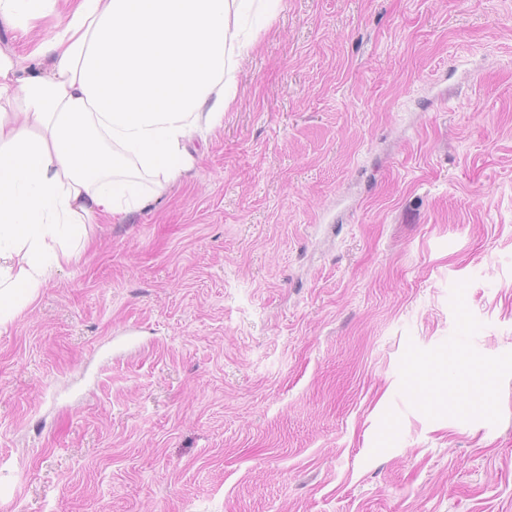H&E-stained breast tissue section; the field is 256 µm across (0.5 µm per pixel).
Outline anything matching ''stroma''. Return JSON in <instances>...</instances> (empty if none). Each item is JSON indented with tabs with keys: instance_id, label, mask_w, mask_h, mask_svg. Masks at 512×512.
Returning a JSON list of instances; mask_svg holds the SVG:
<instances>
[{
	"instance_id": "stroma-1",
	"label": "stroma",
	"mask_w": 512,
	"mask_h": 512,
	"mask_svg": "<svg viewBox=\"0 0 512 512\" xmlns=\"http://www.w3.org/2000/svg\"><path fill=\"white\" fill-rule=\"evenodd\" d=\"M190 170L0 331V512H512V0H284Z\"/></svg>"
}]
</instances>
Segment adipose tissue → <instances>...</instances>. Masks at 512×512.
Here are the masks:
<instances>
[{
    "instance_id": "1",
    "label": "adipose tissue",
    "mask_w": 512,
    "mask_h": 512,
    "mask_svg": "<svg viewBox=\"0 0 512 512\" xmlns=\"http://www.w3.org/2000/svg\"><path fill=\"white\" fill-rule=\"evenodd\" d=\"M0 0V23L55 22L36 64L0 51V329L89 244L85 227L151 206L188 144L219 125L250 21L283 0Z\"/></svg>"
}]
</instances>
